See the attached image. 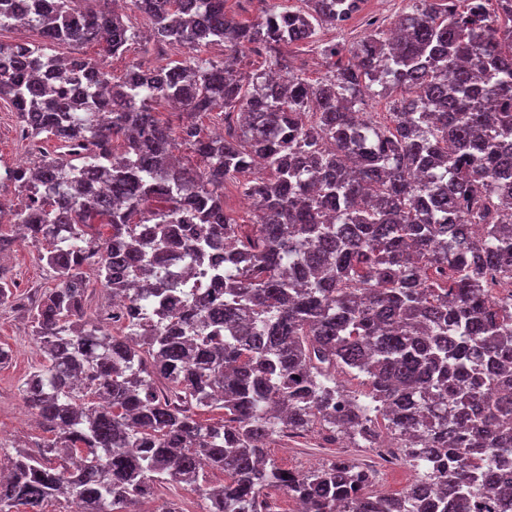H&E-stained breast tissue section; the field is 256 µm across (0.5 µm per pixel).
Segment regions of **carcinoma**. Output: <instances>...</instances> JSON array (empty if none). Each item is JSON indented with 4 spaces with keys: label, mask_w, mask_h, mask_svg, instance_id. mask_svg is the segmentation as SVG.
I'll return each instance as SVG.
<instances>
[{
    "label": "carcinoma",
    "mask_w": 512,
    "mask_h": 512,
    "mask_svg": "<svg viewBox=\"0 0 512 512\" xmlns=\"http://www.w3.org/2000/svg\"><path fill=\"white\" fill-rule=\"evenodd\" d=\"M14 2L0 27L24 20L43 43L0 44V104L35 159L0 185L54 284L27 297L44 363L20 386L48 437L0 457V512H127L166 483L205 512H282L261 498L273 487L302 512H512V301L491 299L512 279V0H410L396 35L372 24L345 60L322 46L338 61L315 81L285 50L363 0L252 22L227 0H130L147 42L183 59L120 77L50 52L124 54L139 31L112 0H29L24 18ZM248 52L273 69L243 71ZM375 85L403 91L385 123L361 113ZM232 180L252 224L224 208ZM226 242L245 261L187 287ZM90 271L121 316H87ZM17 301L0 267V306ZM315 434L392 439L417 491L377 492L343 458L300 472L268 455Z\"/></svg>",
    "instance_id": "1"
}]
</instances>
